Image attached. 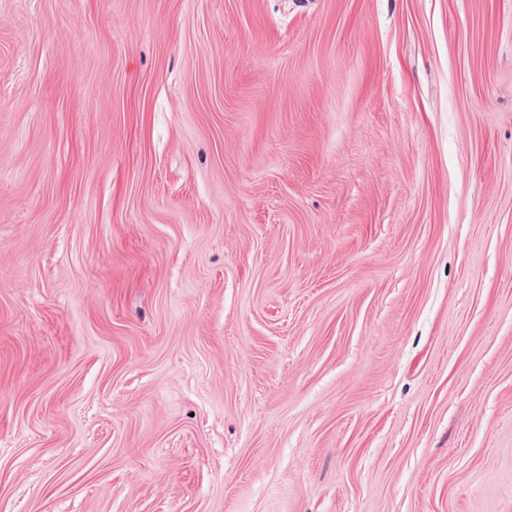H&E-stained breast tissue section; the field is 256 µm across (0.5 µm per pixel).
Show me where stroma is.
Segmentation results:
<instances>
[{"mask_svg": "<svg viewBox=\"0 0 512 512\" xmlns=\"http://www.w3.org/2000/svg\"><path fill=\"white\" fill-rule=\"evenodd\" d=\"M0 512H512V0H0Z\"/></svg>", "mask_w": 512, "mask_h": 512, "instance_id": "obj_1", "label": "stroma"}]
</instances>
